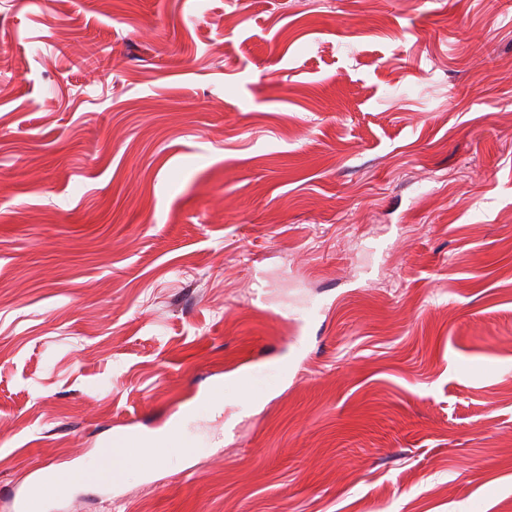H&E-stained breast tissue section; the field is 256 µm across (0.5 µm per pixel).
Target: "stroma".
Returning <instances> with one entry per match:
<instances>
[{"mask_svg": "<svg viewBox=\"0 0 512 512\" xmlns=\"http://www.w3.org/2000/svg\"><path fill=\"white\" fill-rule=\"evenodd\" d=\"M0 512H512V0H0ZM99 455L107 465L96 475L94 482L103 486H112L122 481L126 467L144 463L169 453L170 448L147 446L141 439L131 435L113 434L98 443ZM153 448V449H149ZM113 460L116 463L113 465ZM84 480L85 477L83 473L77 467L69 469L68 483L66 486H59L50 482L48 479H42L34 484L31 488H29L26 494H22L19 497L14 494V508L19 512H29L32 509L31 499L36 497L44 498L48 492L47 489H49V491H51V493L55 496L61 497L67 495V493H69L72 488L79 485Z\"/></svg>", "mask_w": 512, "mask_h": 512, "instance_id": "1", "label": "stroma"}]
</instances>
